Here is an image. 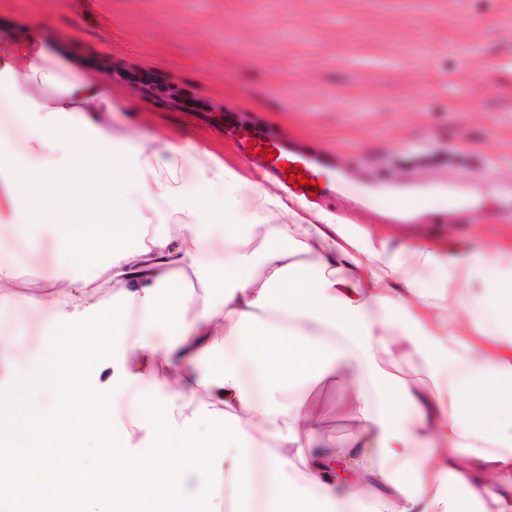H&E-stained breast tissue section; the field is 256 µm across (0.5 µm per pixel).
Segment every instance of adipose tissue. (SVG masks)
Masks as SVG:
<instances>
[{"instance_id":"adipose-tissue-1","label":"adipose tissue","mask_w":512,"mask_h":512,"mask_svg":"<svg viewBox=\"0 0 512 512\" xmlns=\"http://www.w3.org/2000/svg\"><path fill=\"white\" fill-rule=\"evenodd\" d=\"M0 35V110L25 134L20 151L0 142V224L48 225L56 256L26 376L0 342V427L20 429L29 380L49 387L34 419L52 431L74 396L108 411L140 395L84 512H115L136 489L162 512H351L364 497L374 512H512V236L462 253L422 236L401 257L373 227L284 201L207 149L115 147L111 80L43 37ZM131 190V230L113 231L98 279L76 275L75 210L124 212ZM172 217L175 237L159 229ZM216 237L231 246L219 265ZM190 273L220 279V295L185 289ZM102 281L119 304L101 301ZM64 343L86 362L66 382ZM413 354L422 375L392 371ZM324 383L345 393L349 447L316 443Z\"/></svg>"}]
</instances>
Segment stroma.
<instances>
[{
  "instance_id": "obj_1",
  "label": "stroma",
  "mask_w": 512,
  "mask_h": 512,
  "mask_svg": "<svg viewBox=\"0 0 512 512\" xmlns=\"http://www.w3.org/2000/svg\"><path fill=\"white\" fill-rule=\"evenodd\" d=\"M0 16L112 68L113 93L129 99L112 136L126 147L171 134L253 178L224 135L230 113L241 133L261 126L334 154L362 185L444 181L474 201L412 223L319 201L384 228L391 249L421 233L461 248L512 235V0H0ZM9 238L0 334L29 355L43 326L31 300L56 262L43 231ZM315 394L328 418L319 447H348L341 391Z\"/></svg>"
}]
</instances>
